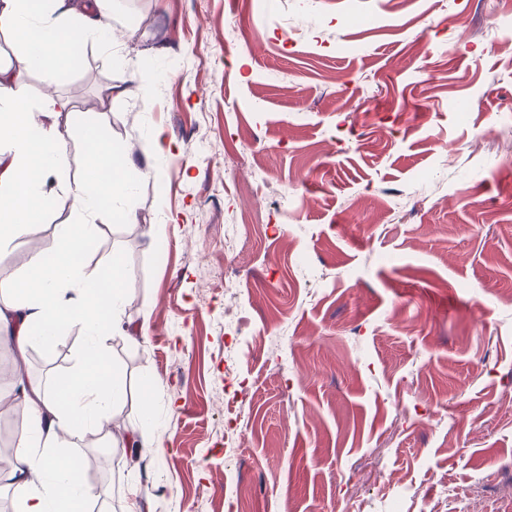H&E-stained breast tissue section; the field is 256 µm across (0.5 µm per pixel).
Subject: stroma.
Masks as SVG:
<instances>
[{
  "instance_id": "35a3bbf8",
  "label": "stroma",
  "mask_w": 512,
  "mask_h": 512,
  "mask_svg": "<svg viewBox=\"0 0 512 512\" xmlns=\"http://www.w3.org/2000/svg\"><path fill=\"white\" fill-rule=\"evenodd\" d=\"M510 20L512 0H115L116 47L50 72L0 32L30 93L69 103L66 182L91 171L83 117L138 155L114 203L138 221L99 220L83 272L123 260L121 318L145 335L104 329V349L125 426L169 451L74 438L84 466L124 470L88 512H512ZM51 196L0 282L75 222ZM84 344L67 324L22 362L0 344V367L49 384Z\"/></svg>"
}]
</instances>
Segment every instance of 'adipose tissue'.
I'll return each mask as SVG.
<instances>
[{
  "label": "adipose tissue",
  "instance_id": "ef3b65f1",
  "mask_svg": "<svg viewBox=\"0 0 512 512\" xmlns=\"http://www.w3.org/2000/svg\"><path fill=\"white\" fill-rule=\"evenodd\" d=\"M111 14L112 0H0V32L19 37L27 67L49 71L64 61L78 62L88 39L114 43ZM65 109L49 92L32 99L14 71L0 65V246L24 233L47 196L49 179L66 167V146L55 121ZM82 132L92 171L67 187L78 223L61 226L53 251L33 252L29 276L0 284L7 296L0 306V341L22 352L56 337L64 321L81 324L87 336L72 373L48 387L33 381L22 386L29 428L18 442L13 471L22 512H84L94 492L81 480L80 458L66 451L69 437L84 428H109L114 446L165 451L161 436L111 429L125 383L105 356L102 332L121 322L124 269L116 257L111 276L88 279L81 261L97 220L127 193L119 173L134 159L114 153L93 120L83 121ZM66 288L80 289L82 301L64 300Z\"/></svg>",
  "mask_w": 512,
  "mask_h": 512
}]
</instances>
